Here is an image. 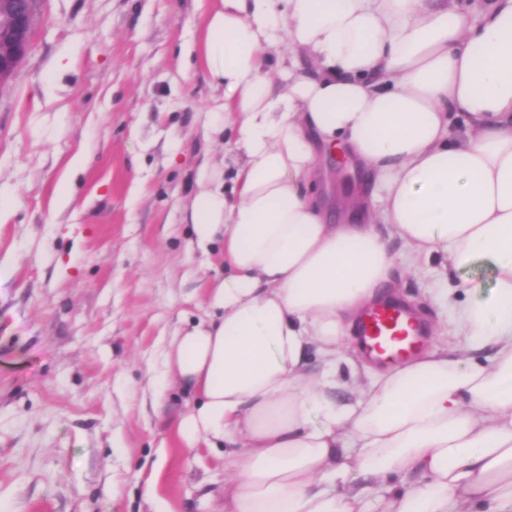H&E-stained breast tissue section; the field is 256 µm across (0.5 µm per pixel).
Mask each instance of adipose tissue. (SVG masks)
I'll list each match as a JSON object with an SVG mask.
<instances>
[{
  "mask_svg": "<svg viewBox=\"0 0 512 512\" xmlns=\"http://www.w3.org/2000/svg\"><path fill=\"white\" fill-rule=\"evenodd\" d=\"M198 51L239 159L191 201L224 275L164 377L186 446L224 451L223 512H512V0H214ZM338 153L368 188L314 190ZM435 251L493 265L449 305L491 364L432 346L336 403L359 315Z\"/></svg>",
  "mask_w": 512,
  "mask_h": 512,
  "instance_id": "1",
  "label": "adipose tissue"
}]
</instances>
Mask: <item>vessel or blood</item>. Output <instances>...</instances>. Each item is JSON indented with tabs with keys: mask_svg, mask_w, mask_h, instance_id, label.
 I'll list each match as a JSON object with an SVG mask.
<instances>
[{
	"mask_svg": "<svg viewBox=\"0 0 512 512\" xmlns=\"http://www.w3.org/2000/svg\"><path fill=\"white\" fill-rule=\"evenodd\" d=\"M430 333L428 324L418 314L390 297H382L360 317L357 345L370 359L385 353L404 357L421 350Z\"/></svg>",
	"mask_w": 512,
	"mask_h": 512,
	"instance_id": "obj_1",
	"label": "vessel or blood"
}]
</instances>
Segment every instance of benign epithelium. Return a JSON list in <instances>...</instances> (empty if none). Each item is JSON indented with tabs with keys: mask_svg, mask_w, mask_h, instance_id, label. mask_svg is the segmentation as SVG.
Returning a JSON list of instances; mask_svg holds the SVG:
<instances>
[{
	"mask_svg": "<svg viewBox=\"0 0 512 512\" xmlns=\"http://www.w3.org/2000/svg\"><path fill=\"white\" fill-rule=\"evenodd\" d=\"M40 0H0V86L15 73L33 38Z\"/></svg>",
	"mask_w": 512,
	"mask_h": 512,
	"instance_id": "7a95c632",
	"label": "benign epithelium"
}]
</instances>
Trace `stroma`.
<instances>
[{
	"instance_id": "1",
	"label": "stroma",
	"mask_w": 512,
	"mask_h": 512,
	"mask_svg": "<svg viewBox=\"0 0 512 512\" xmlns=\"http://www.w3.org/2000/svg\"><path fill=\"white\" fill-rule=\"evenodd\" d=\"M206 12L43 0L0 87V512H212L224 492L222 449L185 446L192 398L161 377L216 275L187 222L224 157L207 134L224 92L194 52ZM441 270L397 268L391 290L444 332Z\"/></svg>"
}]
</instances>
